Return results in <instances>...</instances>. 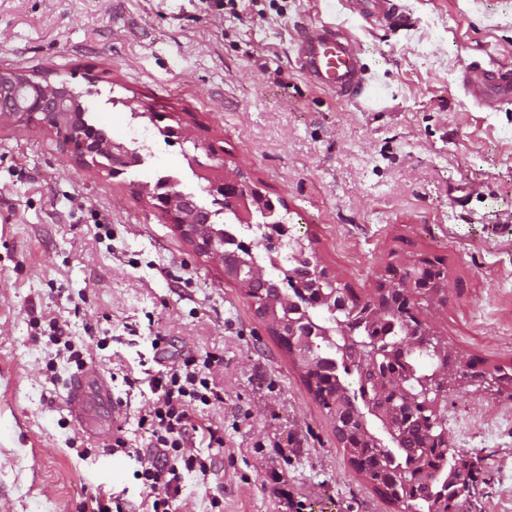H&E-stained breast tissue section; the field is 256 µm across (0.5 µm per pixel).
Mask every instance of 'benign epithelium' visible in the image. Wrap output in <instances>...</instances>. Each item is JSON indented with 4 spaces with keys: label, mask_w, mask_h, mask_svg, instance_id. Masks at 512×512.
<instances>
[{
    "label": "benign epithelium",
    "mask_w": 512,
    "mask_h": 512,
    "mask_svg": "<svg viewBox=\"0 0 512 512\" xmlns=\"http://www.w3.org/2000/svg\"><path fill=\"white\" fill-rule=\"evenodd\" d=\"M86 108L81 102V94L75 92L65 80H52L49 76L27 70L0 68V124L25 123L57 131L59 147L84 165L99 168L108 176L117 178L127 168L140 163V159L123 143L115 142L100 134L99 129L89 124L85 118ZM189 165L207 181L206 191L223 197L224 211L234 215L241 224H250L253 213L261 215L269 225L271 236L279 240L289 235L290 228L276 218V209L265 206L267 196L255 182L241 172L224 168V177L211 179L206 175V167L196 156H187ZM142 190L154 201V207L165 213L173 225L201 256L224 261V230L218 227L219 213L201 203L192 192L170 189L159 193V187L142 186ZM224 277L240 288L248 300H253L257 281L265 278V270L254 266L244 274L242 268L224 269ZM292 294L278 297L284 308L300 305L303 298L308 305L324 304L330 312L341 313L336 319L335 331L341 337L339 346L342 359L349 361L360 354V344L356 339L368 335L373 317L370 310L394 308L406 316L409 335L406 341L383 344L375 349L371 361L373 377L362 379L358 394L369 411L382 419L386 430L402 437L415 423L428 425V439L425 447L443 453L450 477L444 481L438 502L432 512H454L458 499L468 492L467 481L456 477L459 472L467 473L475 465L471 459L457 457L449 453L448 429L445 421L448 411V375L453 363L448 360V346L442 344L435 332L416 314L417 303L424 300L433 306L447 301L446 278L444 272L428 261L413 262L408 278L398 283L383 279L371 294L369 310L362 312L350 307L352 294L342 284L338 275L321 263L311 264L303 271L288 272ZM265 324L280 341L282 346L295 358L306 357L309 339L298 336L296 322L280 320L273 315L264 318ZM434 348L439 364L434 370L433 387L422 384L418 391L410 384L416 371L408 366L403 380L393 383L390 370L395 360L404 358L412 349ZM358 414L352 412L335 413L332 421L338 433L347 432ZM389 497L404 505L405 512H415L412 504L413 481L407 478V471L387 478Z\"/></svg>",
    "instance_id": "obj_1"
}]
</instances>
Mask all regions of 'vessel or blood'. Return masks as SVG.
Here are the masks:
<instances>
[{"mask_svg":"<svg viewBox=\"0 0 512 512\" xmlns=\"http://www.w3.org/2000/svg\"><path fill=\"white\" fill-rule=\"evenodd\" d=\"M363 19L396 27L403 15L396 0H347ZM303 67L314 82L333 90L345 100L365 90V71L356 41L331 26H311L301 32ZM460 80L466 93L479 105L500 108L512 103V73L489 69L478 63L464 65ZM112 391L98 374L86 372L75 378L67 397V409L78 425H86L94 404H108Z\"/></svg>","mask_w":512,"mask_h":512,"instance_id":"obj_1","label":"vessel or blood"}]
</instances>
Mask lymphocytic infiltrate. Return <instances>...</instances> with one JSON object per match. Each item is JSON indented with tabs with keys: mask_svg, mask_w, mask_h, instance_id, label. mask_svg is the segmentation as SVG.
<instances>
[{
	"mask_svg": "<svg viewBox=\"0 0 512 512\" xmlns=\"http://www.w3.org/2000/svg\"><path fill=\"white\" fill-rule=\"evenodd\" d=\"M216 362L211 355L190 356L159 371L149 383L151 395L138 418L139 428L148 435L146 447L130 448L123 437L115 438V451L126 452L141 465L143 500L98 493L85 499L80 512H173L184 473L206 477L223 469L224 457L219 453L223 436L193 419L200 406L220 398L212 378ZM204 442L212 449L205 457L198 450Z\"/></svg>",
	"mask_w": 512,
	"mask_h": 512,
	"instance_id": "1",
	"label": "lymphocytic infiltrate"
}]
</instances>
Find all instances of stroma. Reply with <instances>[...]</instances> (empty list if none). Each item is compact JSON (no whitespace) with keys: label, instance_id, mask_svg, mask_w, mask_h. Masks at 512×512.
<instances>
[{"label":"stroma","instance_id":"35a3bbf8","mask_svg":"<svg viewBox=\"0 0 512 512\" xmlns=\"http://www.w3.org/2000/svg\"><path fill=\"white\" fill-rule=\"evenodd\" d=\"M399 2L409 22L391 31L344 0H0V67L79 91L94 73L91 120L156 144L119 182L60 152L55 131L0 128V512H78L101 490L139 500V464L110 454L113 435L144 447L149 378L206 353L222 360L224 400L195 419L223 436L224 469L185 475L175 512H210L214 497L223 512H294V500L400 512L353 468L222 267L142 191L166 175L197 186L192 141L283 199L294 235L360 298L412 260L435 261L448 300L420 304L421 318L462 362L512 370V104L483 109L459 81L472 60L512 66V0ZM321 23L360 45L368 98L339 99L302 72L299 30ZM167 126L185 140L165 139ZM54 324L110 382L116 403L96 432L66 407L76 368L49 342ZM446 426L477 468L456 512H512V394L481 380L449 392Z\"/></svg>","mask_w":512,"mask_h":512}]
</instances>
